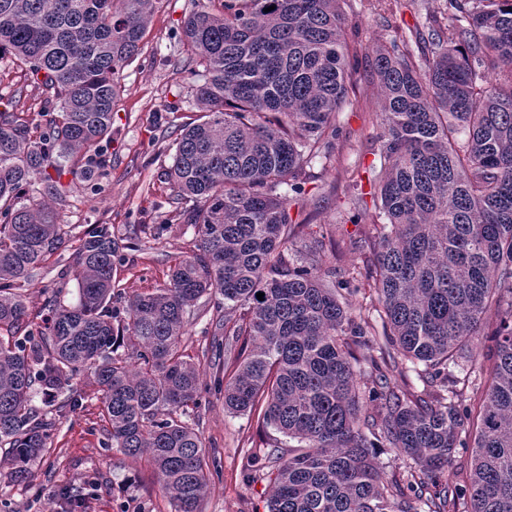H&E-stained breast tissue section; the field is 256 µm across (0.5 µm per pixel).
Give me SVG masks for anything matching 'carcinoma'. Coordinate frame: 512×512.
Masks as SVG:
<instances>
[{"label": "carcinoma", "mask_w": 512, "mask_h": 512, "mask_svg": "<svg viewBox=\"0 0 512 512\" xmlns=\"http://www.w3.org/2000/svg\"><path fill=\"white\" fill-rule=\"evenodd\" d=\"M337 2L199 0L182 34L201 115L181 126L165 169L198 252L166 287L124 300L112 271L138 237L121 244L112 225L95 224L73 258L77 302L60 284L33 327L18 282L63 247L51 206L67 193L62 177L107 166L123 72L163 0H0V55L28 66L45 96L39 133L0 112V448L11 479L29 478L56 418L77 407L59 397L88 372L108 424L103 447L148 456L175 512H198L210 474L182 417L198 404L201 374L180 338L191 308L215 292L224 312H239L224 318L226 345H238L224 410L256 411L296 442L254 460L268 512H458L465 499L470 512H512V0H449L465 24L431 29L427 55L394 41L372 62L386 177L367 280L382 335L426 385L414 396L386 371L357 381L354 363L377 367L385 348L371 317L356 320L341 302L353 279L284 259L289 201L304 194L305 168L330 156L356 83ZM36 180L42 199L25 198ZM485 335L493 366L471 471L425 498L417 488L465 446L469 410L450 368H464ZM37 391L51 411L33 404ZM383 444L413 461L401 483L382 481L369 449Z\"/></svg>", "instance_id": "1"}]
</instances>
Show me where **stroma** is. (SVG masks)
I'll return each mask as SVG.
<instances>
[{"mask_svg":"<svg viewBox=\"0 0 512 512\" xmlns=\"http://www.w3.org/2000/svg\"><path fill=\"white\" fill-rule=\"evenodd\" d=\"M196 6V0H164L155 11L141 54L124 70V91L112 114V164L104 175L76 182L56 203L65 244L23 284L30 321L40 322L48 289L73 282L72 255L92 225H111L118 239L132 233L139 238L138 247L123 251L114 270L127 297L165 287L172 268L195 252L198 238L193 228L179 222L164 171L178 126L198 115L181 71L187 56L181 23ZM339 7L346 39L357 49L361 79L354 105L336 116L339 135L331 159L308 168L304 200L290 210L293 220L304 225L290 250L313 254L325 268H354L361 281L375 236L369 180L379 163L375 141L381 95L370 73L373 50L404 39L414 56H422L426 47L416 33L455 24L457 13L449 0H340ZM4 109L35 125L42 121V95L30 71L6 57L0 59V111ZM223 304L215 293L201 298L180 343L181 352L201 371L199 404L188 422L201 437L207 463L219 469L199 509L267 512V484L251 472L248 460L280 435L263 426L257 414L225 412L224 396L215 387L221 369L202 355L213 339L224 335L219 325ZM74 386L79 406L57 420L52 446L33 463L29 482L4 478L9 464L0 457V500H7L12 512H63L61 492L82 484V512H174L148 457L131 459L119 449L102 448L105 421L92 377L82 375Z\"/></svg>","mask_w":512,"mask_h":512,"instance_id":"1","label":"stroma"}]
</instances>
